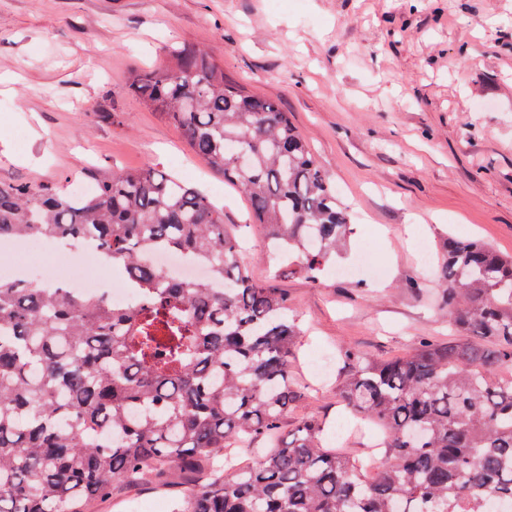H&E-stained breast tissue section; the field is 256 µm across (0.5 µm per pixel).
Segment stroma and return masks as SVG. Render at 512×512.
<instances>
[{"mask_svg":"<svg viewBox=\"0 0 512 512\" xmlns=\"http://www.w3.org/2000/svg\"><path fill=\"white\" fill-rule=\"evenodd\" d=\"M202 48L225 80L276 100L351 218L343 256L311 282L276 251L238 188L129 89ZM154 168L200 188L242 241L251 276L302 329L289 421H327V446L370 454L339 402L344 350L389 360L456 331L420 263L454 236L512 255V0H0V182L79 191L89 169ZM342 267L350 276H339ZM147 486L91 512H170Z\"/></svg>","mask_w":512,"mask_h":512,"instance_id":"1","label":"stroma"}]
</instances>
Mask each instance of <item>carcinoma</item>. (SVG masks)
<instances>
[{
  "instance_id": "carcinoma-1",
  "label": "carcinoma",
  "mask_w": 512,
  "mask_h": 512,
  "mask_svg": "<svg viewBox=\"0 0 512 512\" xmlns=\"http://www.w3.org/2000/svg\"><path fill=\"white\" fill-rule=\"evenodd\" d=\"M130 90L247 197L270 240L317 281L349 212L305 138L268 98L224 81L200 49ZM248 151L244 172L232 155ZM92 189L0 183V241L40 232L95 240L139 297L114 305L0 280V512H87L146 478L193 485L174 512H489L512 500V256L450 237L435 275L464 338L421 341L400 358L344 352L345 405L379 424L369 464L322 444L292 381L296 325L279 289L241 265L224 211L151 169L88 174ZM171 250L215 285L166 277ZM257 461L239 466L234 450Z\"/></svg>"
}]
</instances>
